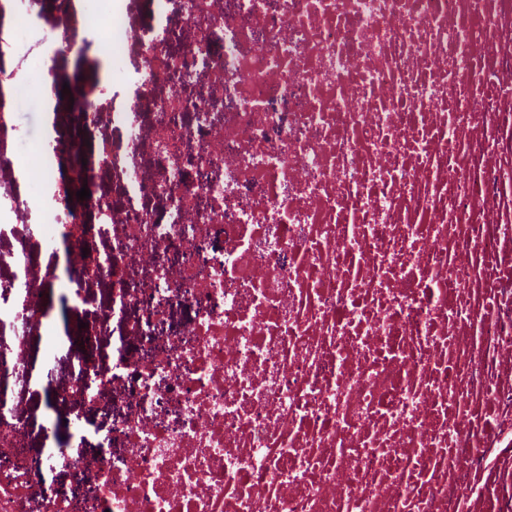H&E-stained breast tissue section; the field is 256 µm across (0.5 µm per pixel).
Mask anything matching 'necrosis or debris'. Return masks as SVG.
I'll list each match as a JSON object with an SVG mask.
<instances>
[{"mask_svg":"<svg viewBox=\"0 0 512 512\" xmlns=\"http://www.w3.org/2000/svg\"><path fill=\"white\" fill-rule=\"evenodd\" d=\"M149 5L64 34L142 49L137 110L57 130L82 167L13 157L0 56V512H512V0ZM35 236L86 314L49 406L113 415L64 493Z\"/></svg>","mask_w":512,"mask_h":512,"instance_id":"necrosis-or-debris-1","label":"necrosis or debris"}]
</instances>
